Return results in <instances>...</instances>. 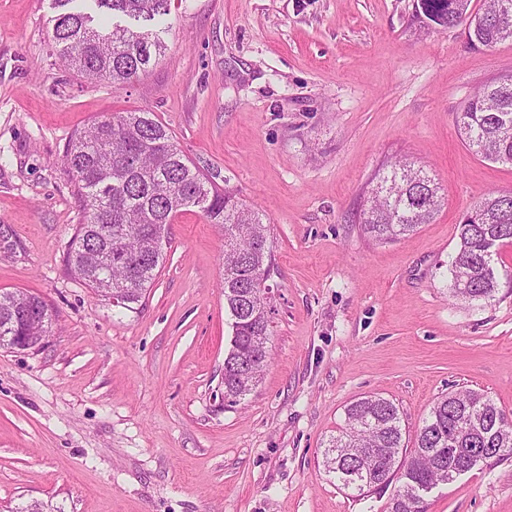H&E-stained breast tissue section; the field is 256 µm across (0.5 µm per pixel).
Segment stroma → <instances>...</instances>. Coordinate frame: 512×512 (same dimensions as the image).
Segmentation results:
<instances>
[{"mask_svg":"<svg viewBox=\"0 0 512 512\" xmlns=\"http://www.w3.org/2000/svg\"><path fill=\"white\" fill-rule=\"evenodd\" d=\"M57 12L0 0V290L54 316L39 348H0V512H389L394 487L357 497L323 466L351 402L392 400L410 440L451 391L512 414V282L471 304L448 274L463 215L512 192V165L476 156L456 125L479 87L512 74V40L473 44L420 17L419 0H171L164 57L114 86L58 61ZM137 109L269 226L268 364L231 406L223 241L197 210L171 224L136 311L67 266L84 213L63 156L92 120ZM400 157L427 167L443 206L382 243L360 214ZM425 505L512 512V460Z\"/></svg>","mask_w":512,"mask_h":512,"instance_id":"1","label":"stroma"}]
</instances>
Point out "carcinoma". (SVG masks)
Listing matches in <instances>:
<instances>
[{"label":"carcinoma","instance_id":"carcinoma-1","mask_svg":"<svg viewBox=\"0 0 512 512\" xmlns=\"http://www.w3.org/2000/svg\"><path fill=\"white\" fill-rule=\"evenodd\" d=\"M73 0H57L63 8L53 17L52 39L64 67L95 81L124 85L158 63L165 45L149 30L109 24L104 14L121 13L153 21L169 11L170 0H92L100 14L69 11ZM422 14L444 29L468 22L472 41L492 48L512 40V0H420ZM458 130L468 148L493 163L512 164V75L484 86L458 117ZM64 162L81 195L86 221L78 225L68 251L70 272L103 293L125 287L123 308L143 302L165 253L157 241L167 238L177 215L191 208L224 229V312L231 320L224 355V398L236 403L252 388L268 363V301L252 287L271 270V250L263 215L230 189H221L178 148L173 133L152 113L142 110L101 116L79 131ZM366 200L362 224L381 242L415 232L439 212L442 199L429 173L397 161L376 183ZM459 243L448 270L454 296L471 301L494 300L500 276L495 257L512 244V192L490 194L468 210L458 224ZM469 278V288H458ZM27 303L45 306L38 296L0 293V348L14 349L7 328L11 311ZM346 427L331 438L323 463L344 490L366 496L397 482L390 512H405V488H433L453 482L466 467L468 449L494 448L487 465L512 458V422L487 395L468 390L450 393L430 407L414 447L405 446L398 406L378 395H366L345 411ZM365 448L381 452L362 456Z\"/></svg>","mask_w":512,"mask_h":512}]
</instances>
